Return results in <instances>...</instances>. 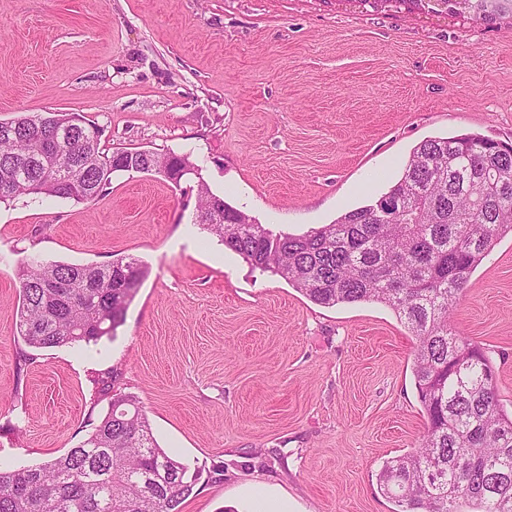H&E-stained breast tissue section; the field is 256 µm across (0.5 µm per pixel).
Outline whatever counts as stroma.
I'll return each mask as SVG.
<instances>
[{
    "mask_svg": "<svg viewBox=\"0 0 512 512\" xmlns=\"http://www.w3.org/2000/svg\"><path fill=\"white\" fill-rule=\"evenodd\" d=\"M499 4L478 20L441 0H0V121L80 114L105 152L189 155L231 206L303 234L378 200L423 140L512 143V0ZM29 255L129 256L149 273L114 335L35 349L15 328ZM452 321L512 411V234ZM415 345L390 308L319 306L224 248L190 180L120 171L92 202L0 203L10 468L78 445L126 396L200 474L180 512H241L262 488L292 512H394L377 474L424 432Z\"/></svg>",
    "mask_w": 512,
    "mask_h": 512,
    "instance_id": "stroma-1",
    "label": "stroma"
}]
</instances>
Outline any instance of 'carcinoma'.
<instances>
[{"label":"carcinoma","mask_w":512,"mask_h":512,"mask_svg":"<svg viewBox=\"0 0 512 512\" xmlns=\"http://www.w3.org/2000/svg\"><path fill=\"white\" fill-rule=\"evenodd\" d=\"M101 129L75 113L0 122V203L22 195L92 202L112 173L165 159L198 179L203 225L253 267L323 307L377 302L416 339L413 375L426 415L422 443L377 474L395 512H512V414L477 343L451 323L454 303L497 241L512 233V146L477 133L412 151L377 201L303 235L275 232L211 193L187 155L100 151ZM148 275L142 261L19 265L18 335L36 349L96 343L123 322ZM198 474L160 448L133 399L112 403L86 439L51 462L0 470V512H179Z\"/></svg>","instance_id":"obj_1"}]
</instances>
